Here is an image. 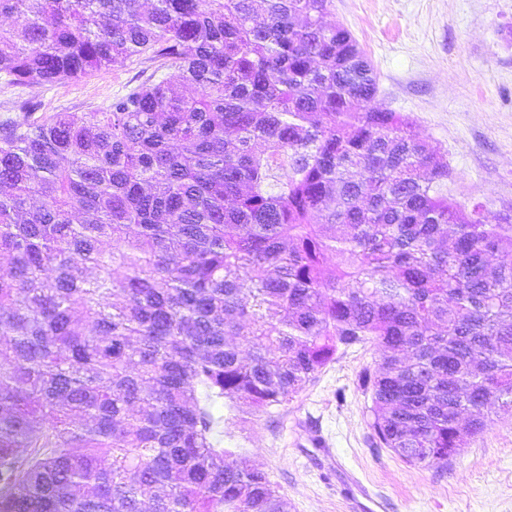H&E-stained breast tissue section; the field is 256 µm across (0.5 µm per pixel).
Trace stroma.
I'll return each instance as SVG.
<instances>
[{
    "mask_svg": "<svg viewBox=\"0 0 512 512\" xmlns=\"http://www.w3.org/2000/svg\"><path fill=\"white\" fill-rule=\"evenodd\" d=\"M357 40L374 67L376 104L411 117L448 162L451 199L480 205L490 223L512 217V0H333L325 17ZM157 68L143 57L51 86L0 79V119L94 112ZM380 352L338 355L290 402L240 421L225 409L220 445L268 473L290 512H512V410L446 472L407 465L375 447L359 377Z\"/></svg>",
    "mask_w": 512,
    "mask_h": 512,
    "instance_id": "stroma-1",
    "label": "stroma"
}]
</instances>
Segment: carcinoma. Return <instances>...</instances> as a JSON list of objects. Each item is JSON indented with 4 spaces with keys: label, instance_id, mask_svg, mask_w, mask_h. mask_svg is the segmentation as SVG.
Returning a JSON list of instances; mask_svg holds the SVG:
<instances>
[{
    "label": "carcinoma",
    "instance_id": "carcinoma-1",
    "mask_svg": "<svg viewBox=\"0 0 512 512\" xmlns=\"http://www.w3.org/2000/svg\"><path fill=\"white\" fill-rule=\"evenodd\" d=\"M332 0H0V74L134 57L99 112L0 122V512H288L214 434L366 342L373 443L448 464L512 408V224L373 101Z\"/></svg>",
    "mask_w": 512,
    "mask_h": 512
}]
</instances>
